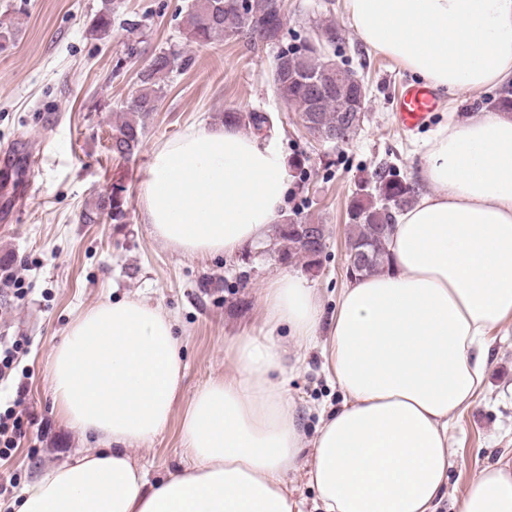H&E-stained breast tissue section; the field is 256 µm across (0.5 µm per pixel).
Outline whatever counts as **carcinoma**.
I'll return each instance as SVG.
<instances>
[{"mask_svg": "<svg viewBox=\"0 0 512 512\" xmlns=\"http://www.w3.org/2000/svg\"><path fill=\"white\" fill-rule=\"evenodd\" d=\"M235 0H192L185 19L186 39L191 43H205L227 33L228 25H233L240 33L254 38L266 39V44L278 47L272 71V83L279 99L298 108L306 102L307 90L301 83H290L288 77L304 71L324 72L334 61L323 57L319 52L309 53L310 41L282 44L283 29L286 24L275 8V0H247L245 13L238 15L233 7ZM112 28V10H101L94 18L91 32L106 34ZM190 64V59L175 54L161 52L151 63L140 71L138 88L133 101L125 104L119 121L112 126V153L119 157L132 156L141 146L146 121L157 110L163 89L170 75ZM318 111L308 113L312 121L325 129H336L338 104L336 98L322 94L316 100ZM221 121L243 126L260 132L267 117L260 112H238L228 110ZM374 191L353 194L349 210L351 231L348 249L365 254L366 259L360 268L361 274L381 271L388 263V243L397 224V216L411 205L416 188L407 182L392 165L381 166L372 174ZM128 201L121 185L112 187V195L101 197L92 208L81 213V219L94 224L107 217L114 224L126 223ZM310 224V219L284 216L276 224V237L283 242L280 254L286 260L299 259L305 268L318 267L319 260L307 254L301 245L297 224Z\"/></svg>", "mask_w": 512, "mask_h": 512, "instance_id": "1", "label": "carcinoma"}]
</instances>
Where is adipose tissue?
Returning <instances> with one entry per match:
<instances>
[{
	"mask_svg": "<svg viewBox=\"0 0 512 512\" xmlns=\"http://www.w3.org/2000/svg\"><path fill=\"white\" fill-rule=\"evenodd\" d=\"M373 50L454 93L512 82V0H345ZM429 193L401 216L390 261L342 288L327 339L319 298L284 272L264 290V335L232 340L234 370L181 421L183 464L150 480L135 452L168 427L181 390L176 322L143 300L104 301L48 362L63 424L98 447L47 467L13 512H306L287 476L303 446L273 380L277 338L319 348L346 399L323 416L306 475L317 512H437L451 417L483 390L488 338L512 324V114L479 112L425 144ZM288 193L285 157L237 126L191 127L154 151L140 200L165 246L190 256L268 242ZM459 512H512V451L474 473Z\"/></svg>",
	"mask_w": 512,
	"mask_h": 512,
	"instance_id": "adipose-tissue-1",
	"label": "adipose tissue"
}]
</instances>
